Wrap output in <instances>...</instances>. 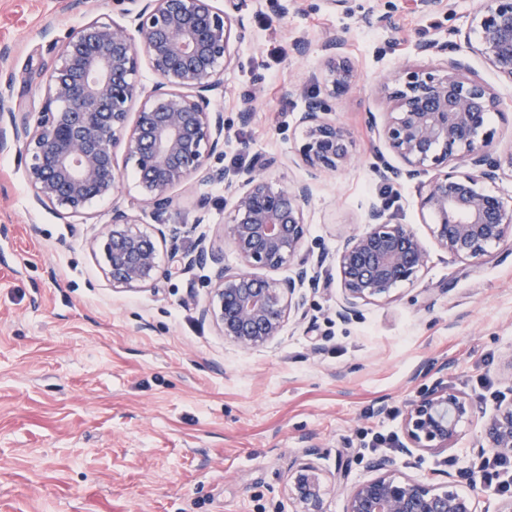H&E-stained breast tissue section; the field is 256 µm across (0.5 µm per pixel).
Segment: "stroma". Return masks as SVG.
<instances>
[{
  "mask_svg": "<svg viewBox=\"0 0 512 512\" xmlns=\"http://www.w3.org/2000/svg\"><path fill=\"white\" fill-rule=\"evenodd\" d=\"M238 2L251 38L212 97L230 130L212 165L235 170L262 153L284 158L275 179H306L292 162L302 103L284 89H314L321 43L333 34L347 43L357 83L333 111L354 161L317 180L305 209L304 251L327 287L307 292L302 324L242 351L200 317L213 266L135 292L105 278L88 242L110 223L113 204L141 214L131 167H118V201L70 217L32 208L25 157L0 151V512H295L288 467L311 446L326 473L348 467L345 485L327 483L324 496L326 512H343L348 486L372 476L362 433L401 436L405 406L420 392L443 381L483 413L512 399V244L477 264L433 246L418 183L387 185L375 175L380 143L367 123L382 110L374 86L408 65L436 67L438 57L418 54L417 44L466 29L478 0L435 13L418 0H349L344 11L298 0L286 14L282 0ZM120 18L118 0H0V96L17 111H40L38 75L54 62L45 30L62 40L90 20ZM298 37L306 54L293 49ZM469 61L501 102L489 118L501 171L488 189L512 205V83L477 56ZM172 195L167 221L188 232L160 244L161 263L201 241L223 246V185L190 181ZM382 202L427 244V263L390 300L340 320L334 256ZM460 430L443 452L399 449L395 475L452 482L478 512H498L501 494L474 476L481 416Z\"/></svg>",
  "mask_w": 512,
  "mask_h": 512,
  "instance_id": "obj_1",
  "label": "stroma"
}]
</instances>
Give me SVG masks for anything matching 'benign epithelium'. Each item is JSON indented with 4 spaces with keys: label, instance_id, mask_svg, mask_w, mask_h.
Masks as SVG:
<instances>
[{
    "label": "benign epithelium",
    "instance_id": "obj_1",
    "mask_svg": "<svg viewBox=\"0 0 512 512\" xmlns=\"http://www.w3.org/2000/svg\"><path fill=\"white\" fill-rule=\"evenodd\" d=\"M126 22L91 20L63 42L51 41L55 63L46 77V101L36 114L17 112L0 98V148L12 143L25 153L33 203L82 216L93 202L119 192L116 149H124L154 225L118 207L101 239L91 243L112 287L141 290L158 278L218 266L209 305L201 312L224 337L249 351L275 341L290 319L306 318L304 285L317 291L320 274L303 254L308 182L283 183L270 177L280 160L257 154L252 165L227 171L209 166L229 131L224 114L211 109L221 75L234 65L237 48L249 37L235 0H119ZM452 40L420 43L417 51L443 56L437 69H406L393 83L381 82L376 95L384 121L368 123L402 165L379 156L375 170L386 184L421 176L418 208L434 244L452 256L479 263L489 249L512 241V206L484 184L499 177L488 117L500 100L470 67L461 48L477 54L489 69L512 83V0H479L468 29ZM336 34L321 45L322 87L312 93L291 86L288 97L303 105L295 118L298 156L310 179L347 167L352 159L348 130L330 118L331 101L349 92L356 75ZM156 76L151 89L137 80L140 60ZM137 112H132L133 105ZM135 119H130V115ZM464 166L465 172L457 171ZM224 183L227 220L224 242L238 266L221 265L219 251L198 243L173 254L172 265L158 260V242L181 239L183 229L165 215L172 191L186 182ZM428 251L408 224L392 222L386 205L372 204L364 225L349 233L336 254L342 301L337 315L347 319L363 303L389 300L425 267ZM286 266L289 275L259 274ZM479 413L473 401L440 382L410 401L402 419L406 447L441 451L460 436V423ZM484 443L512 456V400L483 415ZM309 459L294 464L288 494L298 512H325L326 475ZM374 476L350 488L344 512H477L476 503L453 489L439 491L394 475L395 461L378 456Z\"/></svg>",
    "mask_w": 512,
    "mask_h": 512
}]
</instances>
